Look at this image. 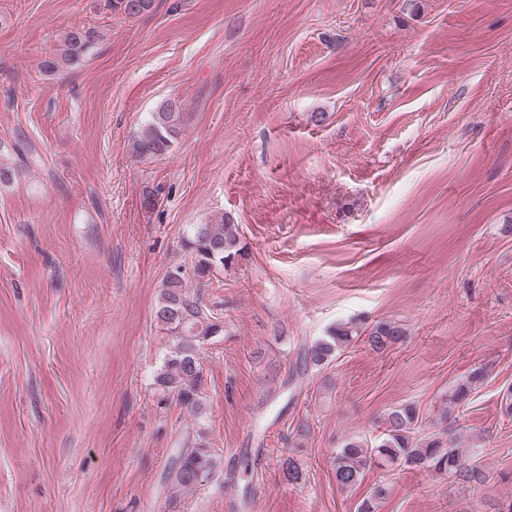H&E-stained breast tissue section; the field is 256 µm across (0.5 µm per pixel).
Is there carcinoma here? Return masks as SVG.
<instances>
[{
	"mask_svg": "<svg viewBox=\"0 0 512 512\" xmlns=\"http://www.w3.org/2000/svg\"><path fill=\"white\" fill-rule=\"evenodd\" d=\"M153 4L154 0H105L106 8L130 18L150 12ZM100 38L94 27L74 26L64 36L63 50L44 60L41 66L52 72L76 65ZM188 118V113L181 111L179 102L163 103L158 111L151 113L145 128L133 142L134 153L145 158L167 155L178 143ZM181 246L186 252V263L166 273L156 309V320L168 336L170 347L155 384L163 393L175 397L202 426L208 413L201 396V354L212 338L224 333V320L207 307L200 289L212 287L218 271L244 260L248 253L240 240L237 225L224 218L188 225ZM193 286L197 291H190ZM404 336V329L395 322L379 321L370 327L355 322L341 323L304 350L299 371L304 374L310 369L328 366L355 342L380 353L394 347ZM484 379L485 370L477 367L442 396L444 407L439 421L443 428L438 433L421 435L418 407L407 403L394 406L385 413L383 431L373 444L356 436L347 438L333 460L338 487L348 490L359 485L369 466L391 467L397 463L454 477L474 488L484 484L489 472L478 454L448 438V415L467 402L471 392ZM216 462L215 451L204 430L181 438L166 476L171 502L177 501L180 492L205 482L213 473ZM281 471L291 484L299 483L303 477L302 469L292 457L283 461ZM387 493V485H375L360 501L357 512H376L377 503Z\"/></svg>",
	"mask_w": 512,
	"mask_h": 512,
	"instance_id": "1",
	"label": "carcinoma"
}]
</instances>
